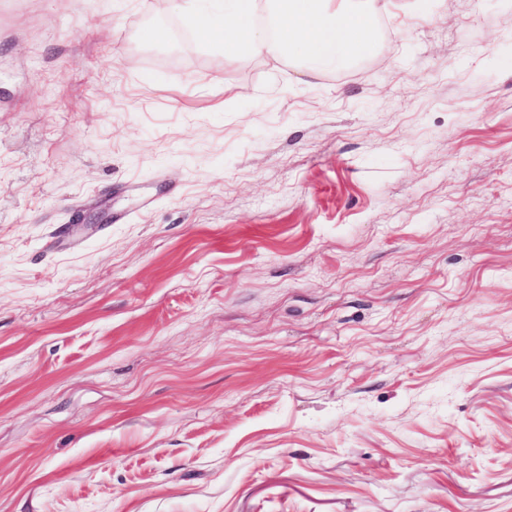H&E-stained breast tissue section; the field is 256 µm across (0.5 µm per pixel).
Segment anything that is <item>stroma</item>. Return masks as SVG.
<instances>
[{
    "instance_id": "35a3bbf8",
    "label": "stroma",
    "mask_w": 512,
    "mask_h": 512,
    "mask_svg": "<svg viewBox=\"0 0 512 512\" xmlns=\"http://www.w3.org/2000/svg\"><path fill=\"white\" fill-rule=\"evenodd\" d=\"M375 20L0 0V512H512V0Z\"/></svg>"
}]
</instances>
